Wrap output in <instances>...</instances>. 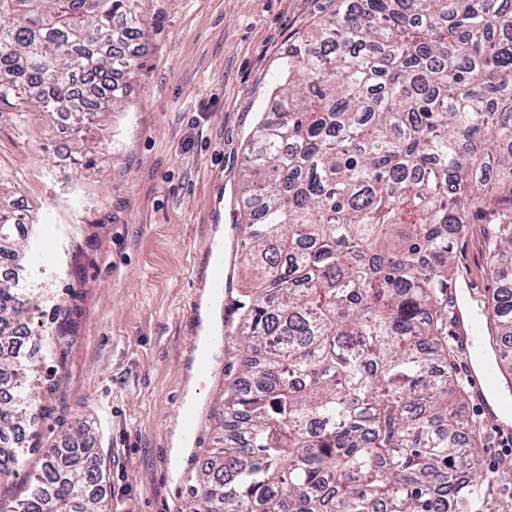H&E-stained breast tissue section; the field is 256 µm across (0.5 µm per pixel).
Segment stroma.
<instances>
[{"label": "stroma", "instance_id": "obj_1", "mask_svg": "<svg viewBox=\"0 0 512 512\" xmlns=\"http://www.w3.org/2000/svg\"><path fill=\"white\" fill-rule=\"evenodd\" d=\"M336 0H141L143 54L120 110L95 122L85 146L95 166L68 169L44 145L39 119L0 141L26 175L25 206L37 213L25 274L41 289L35 323L64 322L63 363L40 362L55 383L53 410L38 423L19 477L0 483V501L26 494L42 450L76 425L103 462L107 512H178L197 458L215 448L224 424V343L195 396L187 381L199 309L214 253L230 257L240 238L237 193L246 137L269 106L284 53ZM61 167L58 182L45 176ZM488 227L469 224L454 240L459 289L496 283L487 263ZM60 320H53L55 306ZM199 419L187 457L171 458L182 406Z\"/></svg>", "mask_w": 512, "mask_h": 512}]
</instances>
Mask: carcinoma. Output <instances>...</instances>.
Instances as JSON below:
<instances>
[{
    "instance_id": "1",
    "label": "carcinoma",
    "mask_w": 512,
    "mask_h": 512,
    "mask_svg": "<svg viewBox=\"0 0 512 512\" xmlns=\"http://www.w3.org/2000/svg\"><path fill=\"white\" fill-rule=\"evenodd\" d=\"M140 0H0V135L29 109L84 140L122 105ZM250 133L238 195L243 274L224 339V435L181 512H512V459L475 473L483 420L444 338L452 235L492 225L487 340L512 350V0H346L288 47ZM0 161V259L36 216ZM36 299L0 279V475L43 418L37 368L14 335ZM60 326L44 354L60 358ZM81 429L42 452L0 512H104Z\"/></svg>"
}]
</instances>
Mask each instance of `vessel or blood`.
Here are the masks:
<instances>
[{
    "instance_id": "vessel-or-blood-1",
    "label": "vessel or blood",
    "mask_w": 512,
    "mask_h": 512,
    "mask_svg": "<svg viewBox=\"0 0 512 512\" xmlns=\"http://www.w3.org/2000/svg\"><path fill=\"white\" fill-rule=\"evenodd\" d=\"M450 326L451 338L465 359V378L479 414L498 435L512 436V413L504 412L492 395L497 382L491 370L476 366L477 361L489 353L483 340L479 313L454 307Z\"/></svg>"
}]
</instances>
